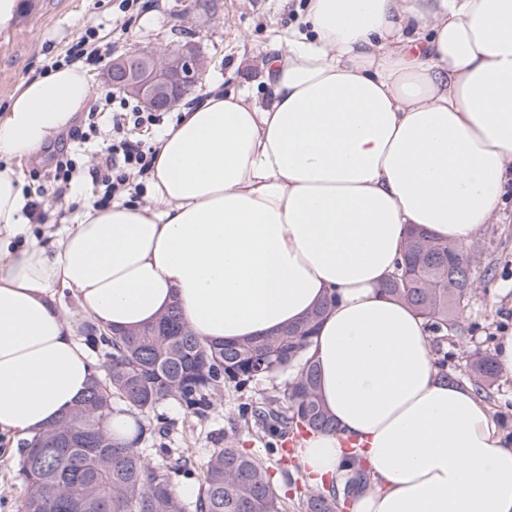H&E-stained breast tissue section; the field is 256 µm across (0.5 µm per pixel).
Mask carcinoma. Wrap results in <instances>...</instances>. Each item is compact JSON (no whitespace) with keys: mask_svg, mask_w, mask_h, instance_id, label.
<instances>
[{"mask_svg":"<svg viewBox=\"0 0 512 512\" xmlns=\"http://www.w3.org/2000/svg\"><path fill=\"white\" fill-rule=\"evenodd\" d=\"M403 262L397 264L384 293L398 298L426 319L429 332L445 337L457 331L456 314L470 289L455 288L472 280L473 256L426 231L409 232ZM328 303L298 324L275 335L250 341L213 343L195 335L174 305L156 322L114 336L93 324L86 339L108 349L105 375L77 404L38 437L25 442L18 512H187L168 474L147 463L136 445L146 434L138 428L129 445L116 441L106 424L115 413L148 414L166 400H176L197 416L228 384L242 387L263 376L296 371L289 384L287 408L274 396L250 406L256 434L281 439L288 431L308 435L336 430V421L318 395L313 334ZM477 393L499 376L493 357L477 353L471 363ZM270 453L290 477L295 456L275 442ZM349 498L334 481L308 493L302 512H337ZM195 512H284L274 477L263 462L228 442L212 450L205 463Z\"/></svg>","mask_w":512,"mask_h":512,"instance_id":"carcinoma-1","label":"carcinoma"}]
</instances>
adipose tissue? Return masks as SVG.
<instances>
[{
    "label": "adipose tissue",
    "mask_w": 512,
    "mask_h": 512,
    "mask_svg": "<svg viewBox=\"0 0 512 512\" xmlns=\"http://www.w3.org/2000/svg\"><path fill=\"white\" fill-rule=\"evenodd\" d=\"M305 34L251 88L182 109L155 144L153 208L86 206L58 246L28 233L17 163L93 95L81 64L23 80L0 109V433L41 432L83 397L93 359L70 290L127 331L180 304L201 338L290 327L333 304L312 346L333 433L306 440L310 483L354 512H512V442L443 378L426 321L382 287L410 226L457 247L512 178V0H306ZM372 481L351 486L349 449Z\"/></svg>",
    "instance_id": "ef3b65f1"
}]
</instances>
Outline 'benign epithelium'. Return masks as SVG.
Listing matches in <instances>:
<instances>
[{
    "label": "benign epithelium",
    "mask_w": 512,
    "mask_h": 512,
    "mask_svg": "<svg viewBox=\"0 0 512 512\" xmlns=\"http://www.w3.org/2000/svg\"><path fill=\"white\" fill-rule=\"evenodd\" d=\"M208 62L193 45L158 54L139 52L112 59L107 78L113 87L162 112L179 105L204 85Z\"/></svg>",
    "instance_id": "7a95c632"
}]
</instances>
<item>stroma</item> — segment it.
<instances>
[{
	"label": "stroma",
	"instance_id": "35a3bbf8",
	"mask_svg": "<svg viewBox=\"0 0 512 512\" xmlns=\"http://www.w3.org/2000/svg\"><path fill=\"white\" fill-rule=\"evenodd\" d=\"M25 8L11 27L0 30V107L19 83L44 73L57 56L72 45L87 27H96L113 55L135 50L164 52L191 42L208 61V74L197 97L215 89L257 86L263 66L299 22L305 0H23ZM96 122L100 134L75 155L81 170L74 192L47 207L45 218L33 225L32 233L46 242L57 239L63 220L77 216V208L89 199L95 187L88 174L103 148V138L112 132V114L81 118L80 127ZM477 256L476 288L458 314L460 335L448 338L447 370L460 379L471 377L470 356L474 351H493L501 333L512 331V188L503 207L482 225L470 244ZM290 373L250 382L243 389L226 386L206 416L188 413L178 401L161 405L156 416L144 423L151 435L139 445L147 462L160 460L159 449H175L187 461L184 469L171 472L172 487L198 488L203 466L212 449L233 442L235 447L262 458L270 471H277L275 456L248 432L238 417L241 403L273 396L287 404ZM18 436L0 435V512H17L21 497Z\"/></svg>",
	"mask_w": 512,
	"mask_h": 512
}]
</instances>
